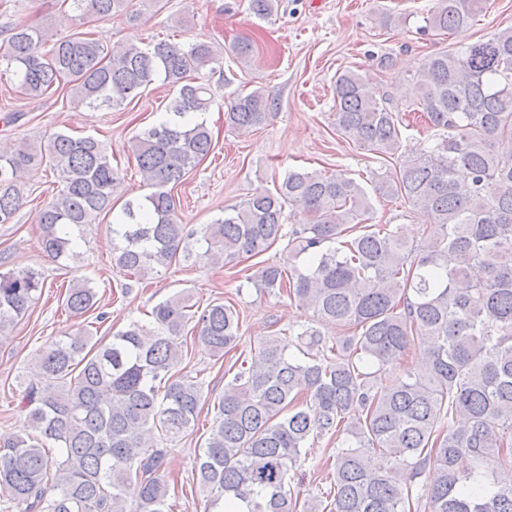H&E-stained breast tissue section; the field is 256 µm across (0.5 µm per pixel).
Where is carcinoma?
<instances>
[{
    "mask_svg": "<svg viewBox=\"0 0 512 512\" xmlns=\"http://www.w3.org/2000/svg\"><path fill=\"white\" fill-rule=\"evenodd\" d=\"M83 24L123 12L129 0H62ZM277 0H249L269 18ZM481 0H435L424 31H468ZM258 52L237 41L236 59ZM20 93L37 98L66 89L91 112L122 105L157 79L179 87L171 118L130 145L148 189L126 202L112 225L113 256L124 277L153 278L192 257L230 268L287 241L288 256L250 278L261 292L289 297L317 321L352 334L329 337L312 326L260 339L240 361L197 455L199 486L212 512L243 503L247 512H512V28L453 52L428 55L421 70L422 109L439 137L400 152L402 119L370 80L336 75V131L366 152L396 159L375 191L401 197L429 215L435 231L412 248L395 228L370 223L366 189L343 173L288 171L273 193L224 209L199 232L180 222L173 189L212 151L206 122L209 85L191 75L219 62L215 44L166 40L113 53L90 31L56 39L45 27L8 30L0 62ZM228 125L264 124L275 98L258 88L228 94ZM45 168L60 189L39 210L42 250L55 261L77 256V235L112 212L120 172L92 136L54 134L47 148L21 145L0 156V224L24 198L23 176ZM305 216L286 224L285 210ZM35 270L0 271V337L8 336L42 292ZM66 309H96L90 281L70 284ZM107 344L90 331L67 333L34 356L37 378L20 382L25 425L0 445L4 512H173L159 470L167 444L192 433L203 382L182 373L188 326L218 360L237 349L234 303L194 310L187 294L155 305ZM296 352L288 353L289 347ZM421 350L415 371L404 365ZM336 438L333 483L325 500H300L291 472L309 440ZM408 472L409 482L399 474Z\"/></svg>",
    "mask_w": 512,
    "mask_h": 512,
    "instance_id": "1",
    "label": "carcinoma"
}]
</instances>
